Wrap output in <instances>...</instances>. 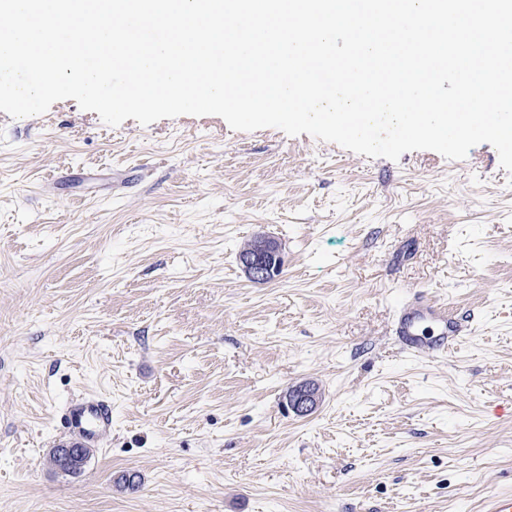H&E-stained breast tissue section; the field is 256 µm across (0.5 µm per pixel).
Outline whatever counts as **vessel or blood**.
<instances>
[{
    "label": "vessel or blood",
    "mask_w": 512,
    "mask_h": 512,
    "mask_svg": "<svg viewBox=\"0 0 512 512\" xmlns=\"http://www.w3.org/2000/svg\"><path fill=\"white\" fill-rule=\"evenodd\" d=\"M469 322V315H455L452 309L418 292L396 309L394 331L405 351L438 355L465 336ZM61 422L70 445L95 446L112 433V405L99 397L82 396L64 409Z\"/></svg>",
    "instance_id": "obj_1"
}]
</instances>
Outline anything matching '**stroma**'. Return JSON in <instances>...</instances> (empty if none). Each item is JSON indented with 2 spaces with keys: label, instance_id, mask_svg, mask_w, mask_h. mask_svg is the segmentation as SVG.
I'll return each mask as SVG.
<instances>
[{
  "label": "stroma",
  "instance_id": "stroma-1",
  "mask_svg": "<svg viewBox=\"0 0 512 512\" xmlns=\"http://www.w3.org/2000/svg\"><path fill=\"white\" fill-rule=\"evenodd\" d=\"M259 236L283 262L264 284L238 261ZM418 286L473 318L439 357L391 334ZM85 395L111 402L112 435L66 475L49 452ZM509 490L512 175L493 146L393 161L216 115L0 111V512H479Z\"/></svg>",
  "mask_w": 512,
  "mask_h": 512
}]
</instances>
